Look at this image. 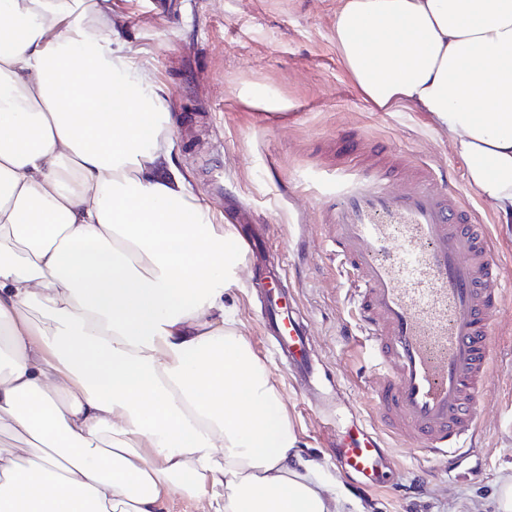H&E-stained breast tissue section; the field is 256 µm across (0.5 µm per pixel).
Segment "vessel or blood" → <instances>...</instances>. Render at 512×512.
<instances>
[{
    "label": "vessel or blood",
    "mask_w": 512,
    "mask_h": 512,
    "mask_svg": "<svg viewBox=\"0 0 512 512\" xmlns=\"http://www.w3.org/2000/svg\"><path fill=\"white\" fill-rule=\"evenodd\" d=\"M401 161L382 153L372 165L338 170L323 213L376 357L378 414L388 434L453 473L475 452L493 322L506 290L481 215L423 163L412 188L395 189L392 169ZM236 250L258 275L266 327L290 375L301 389L315 387L321 364L310 329L282 272L266 265L268 238L238 227ZM331 455L346 478L385 484L390 466L377 430L337 423Z\"/></svg>",
    "instance_id": "b4317fda"
}]
</instances>
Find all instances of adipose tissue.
<instances>
[{"instance_id": "1", "label": "adipose tissue", "mask_w": 512, "mask_h": 512, "mask_svg": "<svg viewBox=\"0 0 512 512\" xmlns=\"http://www.w3.org/2000/svg\"><path fill=\"white\" fill-rule=\"evenodd\" d=\"M83 3L0 0V512H349L224 312L231 233ZM335 33L365 99L425 112L511 223L512 0H345Z\"/></svg>"}]
</instances>
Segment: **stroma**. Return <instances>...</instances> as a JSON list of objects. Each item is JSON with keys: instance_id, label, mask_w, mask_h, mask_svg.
I'll return each instance as SVG.
<instances>
[{"instance_id": "stroma-1", "label": "stroma", "mask_w": 512, "mask_h": 512, "mask_svg": "<svg viewBox=\"0 0 512 512\" xmlns=\"http://www.w3.org/2000/svg\"><path fill=\"white\" fill-rule=\"evenodd\" d=\"M94 22L145 62L170 119L172 160L216 222L242 205L269 230L285 288L308 318L317 356L338 381L339 402L314 411L261 334L250 271L224 294L238 333L270 372L301 455L318 462L329 489L355 512H493L499 479L512 474V298L496 315L498 342L483 395L478 467L448 474L420 450L388 440L397 474L359 489L328 452L327 417L376 426L373 360L355 321L352 284L335 256L322 198L347 149L382 145L443 171L487 220L512 284V224L467 184L447 131L402 104L381 112L349 77L336 48L344 0H109Z\"/></svg>"}]
</instances>
